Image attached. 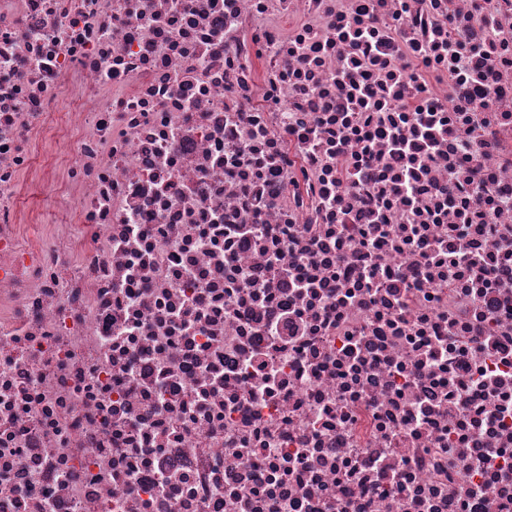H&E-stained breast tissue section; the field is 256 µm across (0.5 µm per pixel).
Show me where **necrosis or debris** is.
<instances>
[{
    "instance_id": "4bbe7bcc",
    "label": "necrosis or debris",
    "mask_w": 512,
    "mask_h": 512,
    "mask_svg": "<svg viewBox=\"0 0 512 512\" xmlns=\"http://www.w3.org/2000/svg\"><path fill=\"white\" fill-rule=\"evenodd\" d=\"M0 512H512V0H0Z\"/></svg>"
}]
</instances>
